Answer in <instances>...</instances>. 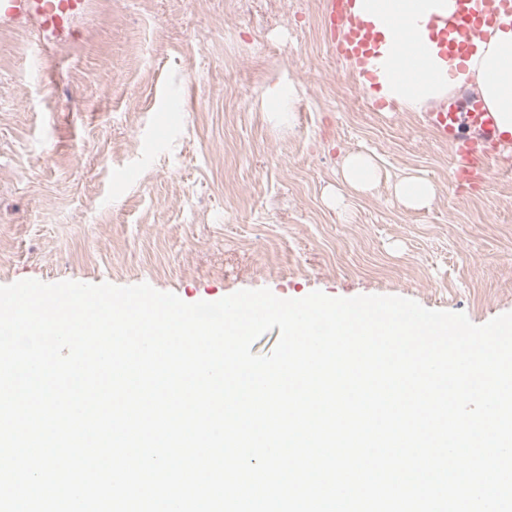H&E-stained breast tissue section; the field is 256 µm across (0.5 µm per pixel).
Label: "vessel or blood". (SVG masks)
I'll return each mask as SVG.
<instances>
[{"label": "vessel or blood", "instance_id": "obj_1", "mask_svg": "<svg viewBox=\"0 0 512 512\" xmlns=\"http://www.w3.org/2000/svg\"><path fill=\"white\" fill-rule=\"evenodd\" d=\"M356 0H328L331 50L360 75L385 62L383 34L355 15ZM88 0H0V26L31 27L46 43L58 45L76 38L72 20L85 11ZM512 19V0H454L445 16H435L425 27L411 26L406 33L416 49L417 60L429 52L448 62L468 61L476 50L484 26ZM425 120L439 138L454 148V176L463 182L489 174L500 162L502 147L512 144V134L500 132L485 103L458 92L440 107L426 113Z\"/></svg>", "mask_w": 512, "mask_h": 512}]
</instances>
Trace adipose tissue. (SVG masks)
Masks as SVG:
<instances>
[{
	"label": "adipose tissue",
	"mask_w": 512,
	"mask_h": 512,
	"mask_svg": "<svg viewBox=\"0 0 512 512\" xmlns=\"http://www.w3.org/2000/svg\"><path fill=\"white\" fill-rule=\"evenodd\" d=\"M450 4L451 0H357L356 6L365 18L388 41L400 45L379 75V95L399 109L418 111L445 99L455 86L464 85L481 95L500 130L512 133V24L501 21L484 27V39L455 81H448V65L436 56L428 59L424 76H410L415 49L408 40L399 39L400 30L411 22H425L432 16L447 14ZM378 178L379 166L372 154L364 150L348 152L342 161L337 208H345L348 196L369 190Z\"/></svg>",
	"instance_id": "ef3b65f1"
}]
</instances>
